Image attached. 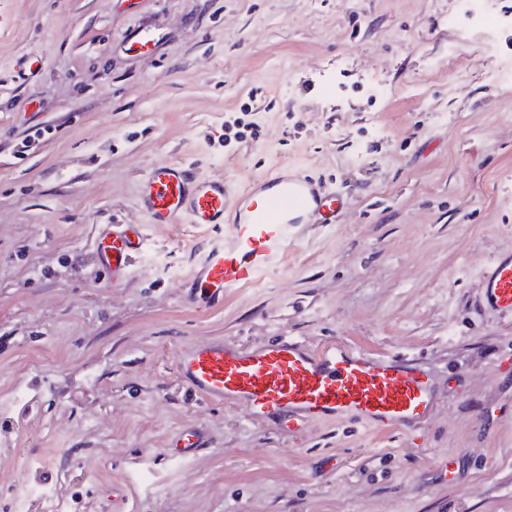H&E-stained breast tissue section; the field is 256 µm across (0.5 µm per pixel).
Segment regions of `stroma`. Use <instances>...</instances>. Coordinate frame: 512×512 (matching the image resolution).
Wrapping results in <instances>:
<instances>
[{"label":"stroma","instance_id":"stroma-1","mask_svg":"<svg viewBox=\"0 0 512 512\" xmlns=\"http://www.w3.org/2000/svg\"><path fill=\"white\" fill-rule=\"evenodd\" d=\"M491 6L486 32L464 0H0V393L25 395L0 407V480L26 453L74 512H512V319L478 303L512 249V81L483 76L512 61V0ZM170 162L237 186L284 163L344 209L199 309L188 274L230 229L148 222ZM107 224L146 239L117 281ZM277 336L416 356L424 437L291 432L176 375L183 347ZM187 427L206 446L173 455Z\"/></svg>","mask_w":512,"mask_h":512}]
</instances>
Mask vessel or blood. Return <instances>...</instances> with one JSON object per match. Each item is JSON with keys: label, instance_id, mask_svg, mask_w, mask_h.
<instances>
[{"label": "vessel or blood", "instance_id": "obj_1", "mask_svg": "<svg viewBox=\"0 0 512 512\" xmlns=\"http://www.w3.org/2000/svg\"><path fill=\"white\" fill-rule=\"evenodd\" d=\"M140 202L153 224L185 217L194 224L231 225L223 245L209 248L190 272L187 300L198 308L222 304L225 296L279 265L294 241V228L335 223L343 209L335 193L302 173L270 172L240 190L178 163L151 169ZM143 246L139 228L124 224L94 238L100 261L116 279L126 275ZM478 300L481 307L512 317V250L483 271ZM175 369L180 382L204 400L237 404L248 418L276 421L292 431L311 422L350 419L415 434L427 424L435 401L433 381L415 356L376 355L340 341L312 348L278 336L244 348L216 339L178 351ZM203 446L201 435L189 429L173 450L190 456Z\"/></svg>", "mask_w": 512, "mask_h": 512}]
</instances>
